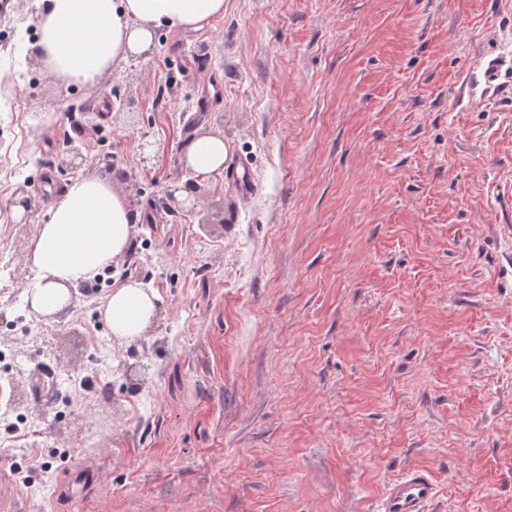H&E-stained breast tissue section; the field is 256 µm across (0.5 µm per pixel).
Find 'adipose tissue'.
I'll list each match as a JSON object with an SVG mask.
<instances>
[{"mask_svg":"<svg viewBox=\"0 0 512 512\" xmlns=\"http://www.w3.org/2000/svg\"><path fill=\"white\" fill-rule=\"evenodd\" d=\"M224 0H39V38L32 50L53 77L85 86L111 74L115 64L151 50L159 29L190 32L223 15ZM222 137L198 135L185 153L200 174L224 169ZM141 213L97 176H79L52 198L26 259L35 272L27 288L34 312L55 318L71 290L92 281L126 252ZM158 296L129 280L114 287L100 309L113 337L131 341L152 321Z\"/></svg>","mask_w":512,"mask_h":512,"instance_id":"1","label":"adipose tissue"}]
</instances>
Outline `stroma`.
<instances>
[{
	"label": "stroma",
	"mask_w": 512,
	"mask_h": 512,
	"mask_svg": "<svg viewBox=\"0 0 512 512\" xmlns=\"http://www.w3.org/2000/svg\"><path fill=\"white\" fill-rule=\"evenodd\" d=\"M37 20V0L0 10V165H24L0 189V354L23 359L0 392L41 430L0 412V512H377L410 468L429 512H512V94L484 80L512 0H224L92 87L19 56ZM114 95L119 122L66 130ZM218 116L255 191L203 176L224 202L203 226L184 149ZM69 141L154 223L50 320L25 304L10 204L23 188L43 216ZM128 277L158 308L119 342L98 308ZM46 362L52 405L27 386Z\"/></svg>",
	"instance_id": "stroma-1"
}]
</instances>
